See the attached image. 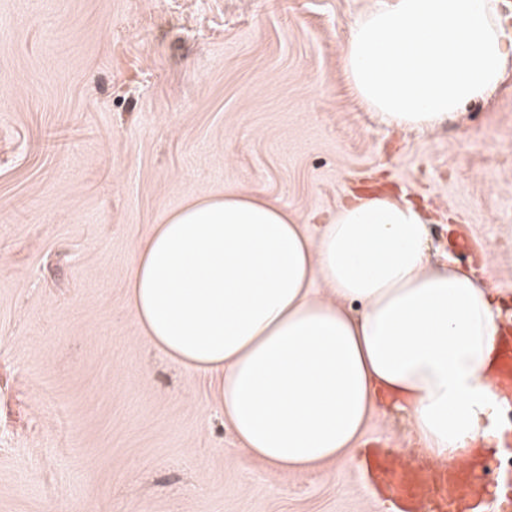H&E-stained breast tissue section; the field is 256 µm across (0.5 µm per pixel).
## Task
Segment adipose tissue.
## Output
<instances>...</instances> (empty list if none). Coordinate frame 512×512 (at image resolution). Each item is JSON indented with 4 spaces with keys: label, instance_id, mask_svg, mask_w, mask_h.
I'll return each instance as SVG.
<instances>
[{
    "label": "adipose tissue",
    "instance_id": "obj_1",
    "mask_svg": "<svg viewBox=\"0 0 512 512\" xmlns=\"http://www.w3.org/2000/svg\"><path fill=\"white\" fill-rule=\"evenodd\" d=\"M511 59L498 0H373L344 65L376 122L425 132L485 98ZM429 248L401 198H356L312 235L229 188L136 244L126 306L156 349L217 377L226 424L273 474L348 468L383 390L449 462L490 437L500 316L490 288L431 265Z\"/></svg>",
    "mask_w": 512,
    "mask_h": 512
}]
</instances>
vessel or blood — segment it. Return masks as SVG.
<instances>
[{
	"label": "vessel or blood",
	"instance_id": "obj_1",
	"mask_svg": "<svg viewBox=\"0 0 512 512\" xmlns=\"http://www.w3.org/2000/svg\"><path fill=\"white\" fill-rule=\"evenodd\" d=\"M496 344V385L512 403V324ZM360 456L368 486L391 503V512H484L485 500L495 495L484 478L485 463L472 457L435 467L373 442Z\"/></svg>",
	"mask_w": 512,
	"mask_h": 512
}]
</instances>
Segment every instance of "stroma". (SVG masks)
<instances>
[{
	"instance_id": "1",
	"label": "stroma",
	"mask_w": 512,
	"mask_h": 512,
	"mask_svg": "<svg viewBox=\"0 0 512 512\" xmlns=\"http://www.w3.org/2000/svg\"><path fill=\"white\" fill-rule=\"evenodd\" d=\"M369 5L0 0V512H385L359 467L247 456L213 378L125 307L136 243L186 200L252 190L313 231L372 173L432 218L433 263L512 308V66L434 131L380 126L343 63ZM363 438L422 447L382 403Z\"/></svg>"
}]
</instances>
